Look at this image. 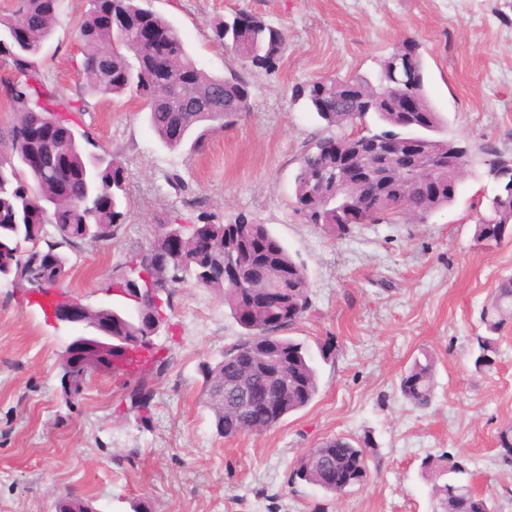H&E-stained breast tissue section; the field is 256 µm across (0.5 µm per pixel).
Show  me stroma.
I'll list each match as a JSON object with an SVG mask.
<instances>
[{
    "label": "stroma",
    "mask_w": 512,
    "mask_h": 512,
    "mask_svg": "<svg viewBox=\"0 0 512 512\" xmlns=\"http://www.w3.org/2000/svg\"><path fill=\"white\" fill-rule=\"evenodd\" d=\"M182 35L209 73L238 70L212 27L244 8L284 26L288 45L275 74L246 72L251 110L215 129L201 151L172 152L139 104L88 97L82 121L98 152L125 169L130 211L117 242L71 256L66 291L99 307L114 268L146 247L155 225L197 197L213 219L267 225L306 269L312 309L291 329L315 353L319 392L303 410L259 434H217L200 368L241 329L221 293L178 288L170 370L155 380L152 415L123 405L122 377L99 373L66 399L59 355L71 331L48 321L26 288L0 284V512H53L78 496L97 512H433L427 456L469 458L475 491L512 512V464L498 444L512 422V322L497 363L474 365L473 336L499 280L512 276V234L482 248L475 225L501 189L486 167L462 180L455 202L428 223L399 219L339 237L293 212L299 159L322 130L291 99L319 76L374 77L411 38L419 43L428 93L452 132L512 158V0H145ZM88 0H63L40 58L61 93L81 90L76 25ZM435 361V398L420 410L399 383L414 359ZM371 435L369 477L341 496L289 484L298 460L322 440Z\"/></svg>",
    "instance_id": "1"
}]
</instances>
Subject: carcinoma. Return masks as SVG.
I'll list each match as a JSON object with an SVG mask.
<instances>
[{"mask_svg": "<svg viewBox=\"0 0 512 512\" xmlns=\"http://www.w3.org/2000/svg\"><path fill=\"white\" fill-rule=\"evenodd\" d=\"M62 0H17L16 8L0 16V33L14 28L25 15L38 19L28 31L21 50L0 45V54L7 57L16 71V78L7 84L8 94L16 112V120L0 140L7 144L11 158L0 157V237L13 236V225L29 221L30 203L38 202L53 215V231L41 232L44 246L59 245L66 249L63 263H69V253L82 250L93 242L108 243L117 240L128 215V200L122 163L108 156L109 163L99 164L96 153L89 150L91 134L80 128L81 115L87 111L83 98L74 99L59 93L47 83L37 62L58 25ZM112 12L125 19L122 27L110 32L103 27V14ZM144 28L161 30L166 35L164 47L155 51L140 40ZM214 39L221 44H234L233 54L245 69H259L267 73L279 67L288 33L285 28L267 22L253 14L251 22L242 30L232 27L231 21L220 20L213 27ZM77 38L83 54L80 75L85 93L101 98L127 95L143 104L149 126L161 144L178 151L186 143L200 148L210 132L224 123L236 121L250 111L249 84L238 74L218 77L202 69L191 56L177 29L163 16L142 5V0H89V9L77 24ZM406 53L415 56V68L409 74L395 65L391 55L381 67L375 80L335 79L317 77L292 92L294 101L316 115L328 134L312 140L300 159L294 176V212L306 224L328 230L338 237L345 236L365 224H391L406 216L417 224H424L436 211L451 205L457 197L466 170L475 165L494 172L504 159L495 149L484 146L481 154L472 152L462 139L449 133L445 118L432 105L425 83L424 61L416 41L402 43ZM174 70L175 95L167 99L156 94L155 77ZM412 90L417 103V117L422 134L436 142L438 151L460 149L462 156L458 169L439 174L440 192L423 184V171L407 166L403 171L404 184L400 187L383 185L378 193L370 195L364 208L351 206L356 190L346 184L342 168L336 165V155L322 150V145L333 139H356L367 145L386 136L410 135L399 125L400 88ZM201 100L205 110L199 112L190 102ZM36 122L55 123L71 128L74 137L63 149L69 163L64 169L34 168L23 161L31 143L21 138L22 132ZM180 124L185 136L175 139L171 129ZM169 223L180 229L186 239L189 253L195 252L200 239L211 243L209 252L192 259L191 268H176L170 272L174 287L161 295V309H173L176 288L190 282L198 288L224 293V303L242 329L241 338L212 363H203L201 374L208 406L213 412L217 433L224 437L253 430L247 420L240 393L282 390L288 385L284 405L271 419L268 427L277 425L290 413L309 406L319 391V377L314 357L304 343L283 335L304 320L311 310L309 277L291 256L282 241L265 224H253L243 217L235 219L238 225L235 247L250 253L251 239L262 238L266 243L263 253L250 257L248 274L234 288L224 281L208 276L207 270L224 262V240L231 231L230 224L214 222L200 213L196 219L178 214ZM94 225L100 235L96 240L86 237L85 226ZM512 224V192L505 189L495 194L488 203V213L479 219L474 239L483 247H492L501 241L500 229ZM21 278L26 282L50 277L48 267L36 261L32 254L19 255ZM143 258L129 256L122 266L113 271L112 286L129 288L141 285L138 274ZM288 273V282L282 289L284 306L274 315L267 310H247V302L254 291L276 281L281 273ZM512 321V277L499 280L489 302L482 308L484 333L473 337L476 354L475 367L489 371L494 367L498 353L499 335ZM112 325L126 345L137 346L156 335L154 316L143 311L136 317H112ZM156 358L148 372L137 375L122 367L112 372L132 378L133 386L126 395L130 409L145 415L154 399L152 381L169 369L171 358L155 349ZM435 362L424 357L416 360L404 373L400 382L402 397L416 408L428 407L434 392ZM504 461L512 460V423L498 435ZM351 448L350 479L346 487L321 486L326 495H342L361 486L368 476L366 449L375 447L371 435L357 439L343 438ZM340 442L335 438L318 443V451L300 458L292 470L289 483L316 484L324 461ZM424 468L433 477L432 498L438 503V512H475L472 498L469 459L454 451H444L424 461Z\"/></svg>", "mask_w": 512, "mask_h": 512, "instance_id": "cac0c4a2", "label": "carcinoma"}]
</instances>
